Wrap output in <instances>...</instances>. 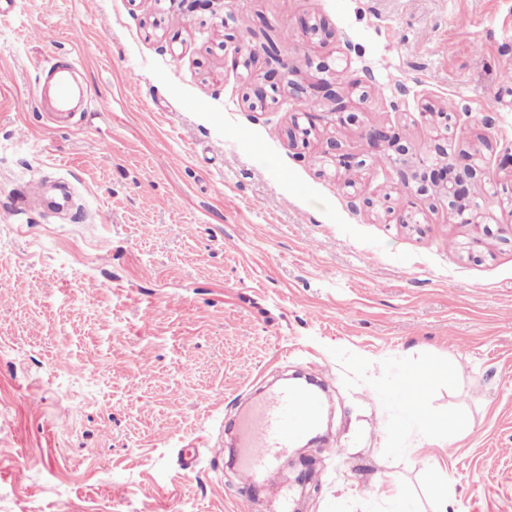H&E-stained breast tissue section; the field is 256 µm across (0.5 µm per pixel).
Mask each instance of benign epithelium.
<instances>
[{
	"label": "benign epithelium",
	"instance_id": "7a95c632",
	"mask_svg": "<svg viewBox=\"0 0 512 512\" xmlns=\"http://www.w3.org/2000/svg\"><path fill=\"white\" fill-rule=\"evenodd\" d=\"M258 52V45L240 39L236 41L232 58L236 65L246 68ZM293 72L294 69L288 62L281 61L280 81L286 83L291 96L302 103L308 100L307 88L303 83L290 79ZM273 78L272 72L249 76L250 92L245 96V100L250 102L251 107L266 106L269 91L276 90ZM319 88L322 99L326 102L334 104L342 99L340 83L334 78L319 79ZM424 116L436 118L441 124L428 154L424 156L414 154L409 144L390 135L382 127L365 125L360 129L361 138L366 140L369 146L375 150L381 149L391 157V168L395 170L398 181L406 191V201L397 209L387 207V211L395 214L397 223L411 224L413 196H429L448 202V215L458 223L474 224L476 214L468 210L465 201L470 199L472 188L477 182V174L482 172V169L472 154L461 152L455 155L448 152L450 113L436 112L427 105L424 108ZM310 135L311 129L301 126L296 120L288 128V141L293 146L307 144ZM328 152L346 167L361 168L366 165V160H359L343 152L341 142L337 139L329 141Z\"/></svg>",
	"mask_w": 512,
	"mask_h": 512
}]
</instances>
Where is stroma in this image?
Instances as JSON below:
<instances>
[{
  "mask_svg": "<svg viewBox=\"0 0 512 512\" xmlns=\"http://www.w3.org/2000/svg\"><path fill=\"white\" fill-rule=\"evenodd\" d=\"M277 35L252 68L289 61L317 97L316 64L368 97L319 101L308 147L296 102L249 108L225 57ZM13 0L0 13V512H276L240 476L226 430L259 390L325 376L326 442L295 512H391L392 476L432 512H512V206L476 190L478 225L415 197L404 226L367 200L396 194L368 159L344 187L336 138L363 124L425 154L420 111H451L453 151L500 176L512 145V0ZM323 20L331 38L303 36ZM290 31L282 39V31ZM79 60L94 102L49 122L50 66ZM63 188L65 214L24 182ZM424 387L426 423L399 389ZM198 449L186 471L179 452Z\"/></svg>",
  "mask_w": 512,
  "mask_h": 512,
  "instance_id": "stroma-1",
  "label": "stroma"
}]
</instances>
